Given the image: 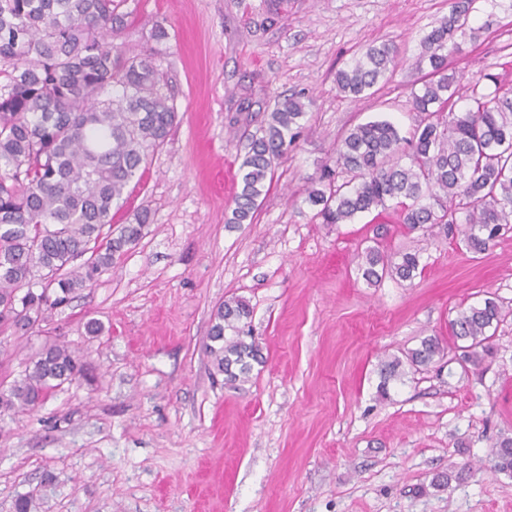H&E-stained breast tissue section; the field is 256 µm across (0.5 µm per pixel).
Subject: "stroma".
Returning <instances> with one entry per match:
<instances>
[{"label": "stroma", "instance_id": "stroma-1", "mask_svg": "<svg viewBox=\"0 0 512 512\" xmlns=\"http://www.w3.org/2000/svg\"><path fill=\"white\" fill-rule=\"evenodd\" d=\"M453 3L126 0L114 41L152 51L177 124L112 208L117 224L149 210L144 236L27 335H0V378L52 341L90 366L36 410L0 415V512L22 495L38 512H512V473L485 467L512 438V233L472 254L390 209L336 226L305 201L349 129L383 118L410 135L420 42ZM158 24L168 36L154 42ZM469 24L450 68L512 83V0H474ZM381 43L402 66L362 99L341 93L337 70ZM291 96L307 104L302 133L253 223L231 224L242 158ZM379 224L385 252L420 251L421 275L364 282L358 256ZM488 297L508 313L491 356L378 397L381 361L424 336L451 342L458 311ZM232 298L252 309L262 359L229 384L204 345Z\"/></svg>", "mask_w": 512, "mask_h": 512}]
</instances>
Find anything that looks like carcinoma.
<instances>
[{"label":"carcinoma","instance_id":"obj_1","mask_svg":"<svg viewBox=\"0 0 512 512\" xmlns=\"http://www.w3.org/2000/svg\"><path fill=\"white\" fill-rule=\"evenodd\" d=\"M123 2L0 0L1 334H26L46 321L76 290L93 286L148 227L146 211L113 224L112 206L142 178L147 151L168 140L177 112L153 54L128 56L113 42L124 26ZM469 9L468 0H457L448 20L421 41L419 61L430 70L411 92L420 114L411 136L389 121H370L342 137L334 166L320 176L328 190L311 189L306 197L322 223L347 224L391 204L409 231L438 237L456 228L475 254L512 232V85L485 73L467 81L462 97V76L448 68V56L460 51L455 36L469 30ZM401 63L396 46H370L336 72V84L360 98ZM305 115L296 96L275 103L240 165L231 223L253 221ZM341 173L351 180L337 185ZM83 256L82 265L71 267ZM420 266L419 251L390 255L376 244L366 247L358 271L375 286L387 275L411 281ZM251 315L248 302L236 298L213 315L205 349L229 382L246 381L261 358L255 338L245 337ZM506 316L490 298L458 312L451 328L462 368L491 353L489 330ZM448 349L440 337L426 336L381 362L378 396L388 398L390 385ZM86 372L77 351L47 343L21 378L0 381V414L32 411ZM490 468L512 472V438L496 447Z\"/></svg>","mask_w":512,"mask_h":512}]
</instances>
